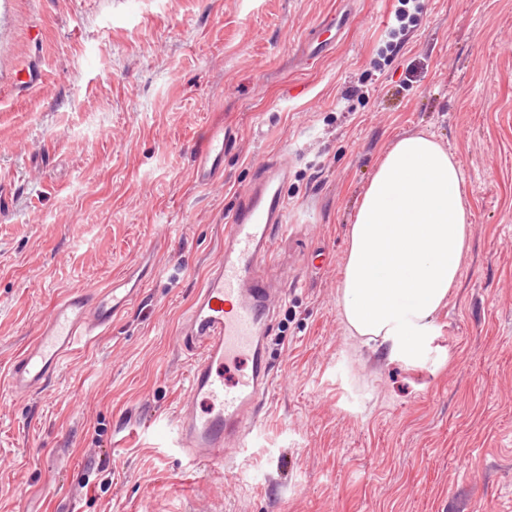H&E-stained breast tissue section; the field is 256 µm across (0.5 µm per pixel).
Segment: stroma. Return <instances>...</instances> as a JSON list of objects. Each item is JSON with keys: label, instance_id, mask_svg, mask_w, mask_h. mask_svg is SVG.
<instances>
[{"label": "stroma", "instance_id": "1", "mask_svg": "<svg viewBox=\"0 0 512 512\" xmlns=\"http://www.w3.org/2000/svg\"><path fill=\"white\" fill-rule=\"evenodd\" d=\"M0 0V512H512V0ZM345 27L316 59L307 33ZM38 75L15 83L19 64ZM224 127V173L192 145ZM456 152L472 217L420 361L351 335L360 192L396 137ZM287 160L260 428L204 468L171 441L179 329L259 168ZM156 261L40 392L10 364L52 304ZM193 163L192 179L198 184H209L224 172L223 125L206 131L193 151Z\"/></svg>", "mask_w": 512, "mask_h": 512}]
</instances>
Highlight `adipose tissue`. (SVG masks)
Wrapping results in <instances>:
<instances>
[{
	"label": "adipose tissue",
	"mask_w": 512,
	"mask_h": 512,
	"mask_svg": "<svg viewBox=\"0 0 512 512\" xmlns=\"http://www.w3.org/2000/svg\"><path fill=\"white\" fill-rule=\"evenodd\" d=\"M471 212L460 164L433 135L397 137L360 194L340 285L342 318L392 358H423L456 284Z\"/></svg>",
	"instance_id": "adipose-tissue-1"
}]
</instances>
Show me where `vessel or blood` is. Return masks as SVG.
<instances>
[{
  "label": "vessel or blood",
  "instance_id": "obj_1",
  "mask_svg": "<svg viewBox=\"0 0 512 512\" xmlns=\"http://www.w3.org/2000/svg\"><path fill=\"white\" fill-rule=\"evenodd\" d=\"M343 17L320 22L308 42L315 56L326 54ZM192 178L206 185L224 171V129L206 131L193 151ZM288 175L280 160L258 173L233 211L224 248L209 267L181 332L193 356L188 379L191 401L175 422L176 446L186 456L216 466L242 447L262 420L273 380L266 341L281 291L264 270L276 232L284 221L281 184ZM155 265L115 279L103 289H75L51 307L8 376L13 395L44 387L65 356L84 338L109 330L152 280Z\"/></svg>",
  "mask_w": 512,
  "mask_h": 512
}]
</instances>
